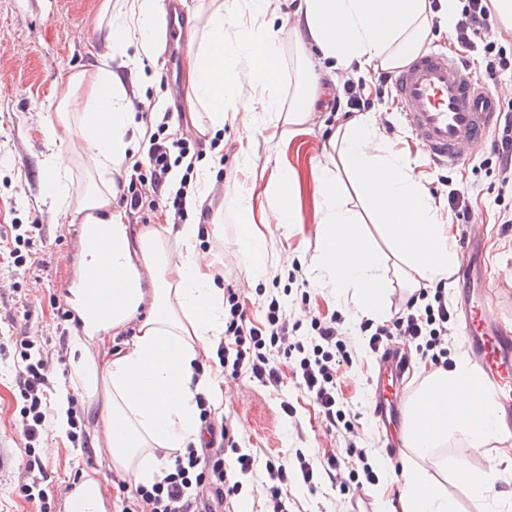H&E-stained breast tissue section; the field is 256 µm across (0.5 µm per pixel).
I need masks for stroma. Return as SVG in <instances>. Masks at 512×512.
<instances>
[{
	"label": "stroma",
	"mask_w": 512,
	"mask_h": 512,
	"mask_svg": "<svg viewBox=\"0 0 512 512\" xmlns=\"http://www.w3.org/2000/svg\"><path fill=\"white\" fill-rule=\"evenodd\" d=\"M103 0H0V70L9 79L0 85V225L39 222L40 231L30 244L20 245L19 257L0 254V330L13 336L36 333L47 338V350H55L60 332L53 301L62 295L65 278L58 267L39 271L37 256L57 257L65 249L75 226L71 213L53 205L45 183L46 159L50 153L42 135V127L54 112L49 104L57 98L60 75L78 71H94L100 65L92 45L101 37L99 15ZM299 0H272L266 15L253 16L245 0H184L182 4L187 26H194L195 14H210L216 8L232 11L238 26L228 28L227 43H236L242 31L272 27L277 34L281 55L280 80L277 92L283 107H290L308 72L318 76L317 105L306 120L294 126L291 134H282L273 122L252 129L244 112L228 109L220 135L224 143L223 166L212 158H203L201 167L209 174H223V196L204 203L202 224L209 232L201 236L200 246L224 262L223 285L236 289L246 302L255 325L265 322L263 303L268 296H277L287 312L300 313L302 307L312 312H339L344 325L356 338V355L352 365L341 370L343 403L349 409L356 429L369 453L378 459V480L375 483H349L347 491H339L324 483L317 489L292 483L288 489L289 512H389L396 504L403 478L401 469L424 465L435 474L443 491L455 500L458 512H485V501L475 498L459 487L451 476L439 472L435 460L420 461L411 448H404L400 465H393L384 450L382 431L373 416V388L368 377L376 376V355L371 354L365 338L360 335V322L351 315L345 294L336 293L327 281L288 280L290 265L299 259H311L320 249L314 226L320 218L318 176L322 169L339 167V151L330 143L331 134L342 123L332 102L347 78H367V71L358 65L340 69L332 60L322 58L312 43L298 10ZM158 48L153 59L124 73L125 82L133 84L140 99L164 101L171 110V130L201 135L211 141V134H199L186 118L190 87L186 81L187 52L169 54L165 18H158ZM366 113L375 119L379 142L392 154L405 160L414 177L429 194H447L449 189L467 191L470 208L463 221L481 225L484 233L483 255L495 277L499 310L504 320L512 323V225L490 223L491 213L506 205L512 206V191L502 188L503 174L491 147L468 155L457 166H434L419 146L404 116L396 106L390 86L372 85L366 102ZM253 137L259 144L260 157H271L267 168L245 170L235 157L241 138ZM292 171L295 181L291 196L303 219L302 233L283 236L275 224L276 199L266 192L277 166ZM250 195L253 220L275 249V259L262 278H254L242 259L238 239L240 223L236 200ZM223 209V228L212 233L216 209ZM28 305L27 318H20L19 301ZM16 361L14 349L0 355V435L11 433L4 454L0 455V512H38L35 504L21 496L18 474L34 459L48 465V484L54 493L72 483L74 478L94 484L104 499L106 512H115L111 474L94 469L93 463L110 456L104 438L95 434L96 411L82 390L71 393L70 407L77 412L91 432L90 449L73 446L68 437L54 429L42 433L32 450H24V439L15 435L13 422L21 408L14 385ZM284 375L281 394L248 378L224 380V400L213 406L215 419H228L235 441L241 448L270 450L282 456L296 450L321 457L334 454L345 457L343 438L327 429L319 408L303 389L296 387L291 364L277 357ZM288 399L293 415L282 413L279 403Z\"/></svg>",
	"instance_id": "obj_1"
}]
</instances>
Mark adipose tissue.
Returning a JSON list of instances; mask_svg holds the SVG:
<instances>
[{
	"mask_svg": "<svg viewBox=\"0 0 512 512\" xmlns=\"http://www.w3.org/2000/svg\"><path fill=\"white\" fill-rule=\"evenodd\" d=\"M300 9L313 43L341 69L354 62L365 69L377 64L402 66L429 32L427 0H302ZM163 10V0H122L117 8L105 0L106 32L98 45L103 64L95 73L65 78L55 117L42 130L46 142L55 148L50 165L54 202L68 199L70 169L65 157L95 156L90 171L98 184L83 195L73 213L82 224L112 227L111 264L102 265L96 250L86 252L83 264L85 272L111 280L112 310L87 320L84 330L71 336L70 351L78 356L71 382L89 396L104 394L101 430L111 449L112 465L134 472L137 481L145 484L153 481L163 453L200 445L196 394L215 400L224 396L222 379L194 376L201 354L224 332V290L215 282L211 263L201 259L198 223L156 224L135 232L124 224L121 213L111 209L113 175L133 149L129 133H146L145 124H134L133 107L111 64L137 65L155 56V22ZM233 22V15L216 10L202 34L188 44L190 120L203 112L210 129L223 128L226 105L238 96V66L244 63L252 82L267 91L261 100L244 101V111L282 115L290 124L300 122L313 109L314 86H307L290 110H283L275 90L280 69L275 32L270 28L245 32L230 45L224 29ZM237 211L243 226V259L254 277H262L270 262L266 238L252 227L247 198L239 199ZM171 237L180 246L175 260L165 249ZM144 267L152 273L148 294L139 280ZM145 301L149 310L139 318L125 349L99 361L88 358L90 347L103 344L104 333L135 317ZM479 385V377L459 359L453 368L428 377L409 408L407 443L419 457L431 458L435 449L451 440L470 448L503 442L495 408L471 398ZM452 391L457 392L458 401L451 406L447 397ZM398 508L400 512H457L454 501L419 467L404 471Z\"/></svg>",
	"mask_w": 512,
	"mask_h": 512,
	"instance_id": "ef3b65f1",
	"label": "adipose tissue"
}]
</instances>
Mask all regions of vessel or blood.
<instances>
[{
	"mask_svg": "<svg viewBox=\"0 0 512 512\" xmlns=\"http://www.w3.org/2000/svg\"><path fill=\"white\" fill-rule=\"evenodd\" d=\"M395 100L429 159L459 165L469 152L484 147L498 127L501 110L485 81L474 79L451 54L430 51L395 70L391 77ZM106 225L90 232L75 231L69 250L58 265L70 267L74 254L92 241L110 237ZM458 275L462 283L459 308L464 316L460 354L480 374L481 394L492 395L498 408L499 428L512 436V324L497 309L473 301V285L489 289L493 283L483 260L482 233L469 227L462 233ZM374 385L373 414L386 426L402 427L408 416L405 396L412 370L409 360L387 349Z\"/></svg>",
	"mask_w": 512,
	"mask_h": 512,
	"instance_id": "obj_1",
	"label": "vessel or blood"
}]
</instances>
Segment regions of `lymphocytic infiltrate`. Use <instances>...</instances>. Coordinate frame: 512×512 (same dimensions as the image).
I'll return each mask as SVG.
<instances>
[{
  "mask_svg": "<svg viewBox=\"0 0 512 512\" xmlns=\"http://www.w3.org/2000/svg\"><path fill=\"white\" fill-rule=\"evenodd\" d=\"M494 12L492 0H464L459 16L454 22V41L461 49L462 60L480 56L483 75L497 80L512 66L503 53L498 52L492 38ZM169 116L156 122L150 134L145 159H138L126 166L117 179L119 194L116 198L129 223L144 219L146 212L162 211L174 224L186 223L190 218L187 199L197 192L193 169H186L178 189H171L169 176L187 155L202 159L206 148H214L213 160L223 164L224 155L218 150V140L209 146L184 132L169 129ZM229 305L224 320L225 342L219 343L217 356L222 367L230 368L232 377L248 376L261 386L280 391L284 377L274 361L275 355L297 357L292 369L299 388L305 390L321 410L327 428L346 436L350 456L358 458L366 482H373L377 475L368 461L364 449L351 437V426L341 407V388L336 379L340 368L349 364L355 354V342L349 330L344 329L338 314L312 317V336L299 340L294 336L288 316L278 299L267 305L265 328L253 325L247 308L235 290H228ZM455 310L448 302L444 288L428 291L420 288L399 308L385 324L371 326L361 323V331L369 335L372 353H379L391 339L401 338L412 343L422 358L435 368H448L449 324ZM20 360L16 365L15 385L23 405L19 411V427L26 443L36 442L46 430L50 412L49 391L52 383L49 374L54 357L45 353L32 359L34 346L31 337L18 341ZM172 463L163 478L152 485L138 486L135 499H122L121 512H219L224 500L238 495L239 484L231 482L224 465V450L215 440H208L203 447L188 446L173 452ZM240 474L252 473L257 463L265 465L266 501L264 512H288V488L293 481L307 486L326 480L332 487H345L341 462L333 455L313 460L303 451H296L294 464L275 459L259 460L251 453L236 458Z\"/></svg>",
  "mask_w": 512,
  "mask_h": 512,
  "instance_id": "lymphocytic-infiltrate-1",
  "label": "lymphocytic infiltrate"
}]
</instances>
